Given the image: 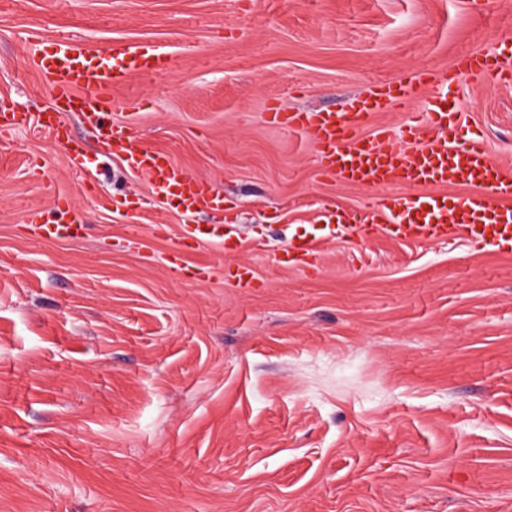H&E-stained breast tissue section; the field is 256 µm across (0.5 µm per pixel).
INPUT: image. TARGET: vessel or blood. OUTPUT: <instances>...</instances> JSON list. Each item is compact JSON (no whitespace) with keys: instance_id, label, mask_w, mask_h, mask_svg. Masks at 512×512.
<instances>
[{"instance_id":"b4317fda","label":"vessel or blood","mask_w":512,"mask_h":512,"mask_svg":"<svg viewBox=\"0 0 512 512\" xmlns=\"http://www.w3.org/2000/svg\"><path fill=\"white\" fill-rule=\"evenodd\" d=\"M169 63V56L152 45L108 50L74 37L59 38L38 52L37 66L54 91L56 106L43 122L56 136L64 137L68 128L63 116L76 113L101 133L114 156L147 179L153 196L177 200L186 216L204 209L221 210L224 198L209 183L188 176L166 155L144 145L135 128L109 121L114 84ZM475 74L489 81L508 80L512 65L499 55H465L457 69L430 77L431 93L422 109L396 132L372 126L371 117L394 102L413 99L417 85L377 83L369 95L353 99L341 112H287L274 103L269 119L283 129L301 132L316 147L326 179L372 191L359 221L341 227L352 243L360 245L392 230L412 242L463 236L484 248H512V165L493 161L483 133H470L460 142L452 139L460 115L447 104L448 86ZM460 183L472 192L453 201L392 192L396 186ZM54 212L58 223L46 222L39 210L30 212L29 221L42 236L78 238L79 228L70 222L75 215L71 204L59 202ZM286 252L300 266L319 261L318 246L311 240L293 241Z\"/></svg>"}]
</instances>
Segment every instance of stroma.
<instances>
[{
  "mask_svg": "<svg viewBox=\"0 0 512 512\" xmlns=\"http://www.w3.org/2000/svg\"><path fill=\"white\" fill-rule=\"evenodd\" d=\"M61 35L172 53L111 112L224 195L182 272L184 217L72 116L90 192L42 126L34 58ZM506 44L512 0H0V112L30 117L0 134V512H512V251L344 241L329 212L371 192L267 115ZM448 100L456 138L512 163V84ZM60 197L81 238H35L29 211ZM301 237L318 270L273 262Z\"/></svg>",
  "mask_w": 512,
  "mask_h": 512,
  "instance_id": "1",
  "label": "stroma"
}]
</instances>
